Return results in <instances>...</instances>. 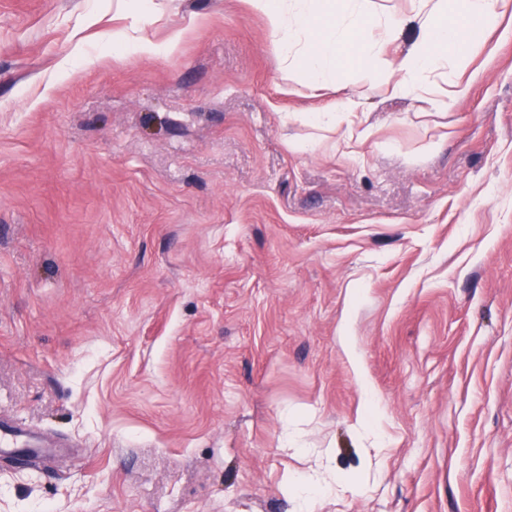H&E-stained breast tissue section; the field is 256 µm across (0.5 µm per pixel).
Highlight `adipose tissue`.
Wrapping results in <instances>:
<instances>
[{
  "label": "adipose tissue",
  "instance_id": "adipose-tissue-1",
  "mask_svg": "<svg viewBox=\"0 0 512 512\" xmlns=\"http://www.w3.org/2000/svg\"><path fill=\"white\" fill-rule=\"evenodd\" d=\"M261 15L276 38L279 55L294 75L314 89L335 85L344 60L353 61L371 83L393 84L410 92L425 76L447 61L465 65L473 38L489 25V0H435L428 13L420 43L397 59H389L379 46L390 37L394 24L374 23L360 12L353 25L355 37L345 41L343 15L324 10L325 0H246Z\"/></svg>",
  "mask_w": 512,
  "mask_h": 512
}]
</instances>
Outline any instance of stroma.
Here are the masks:
<instances>
[{
	"instance_id": "35a3bbf8",
	"label": "stroma",
	"mask_w": 512,
	"mask_h": 512,
	"mask_svg": "<svg viewBox=\"0 0 512 512\" xmlns=\"http://www.w3.org/2000/svg\"><path fill=\"white\" fill-rule=\"evenodd\" d=\"M0 416V512H512V0L410 95L245 0H0ZM35 432L0 422V457L12 454L33 457L40 448H52Z\"/></svg>"
}]
</instances>
